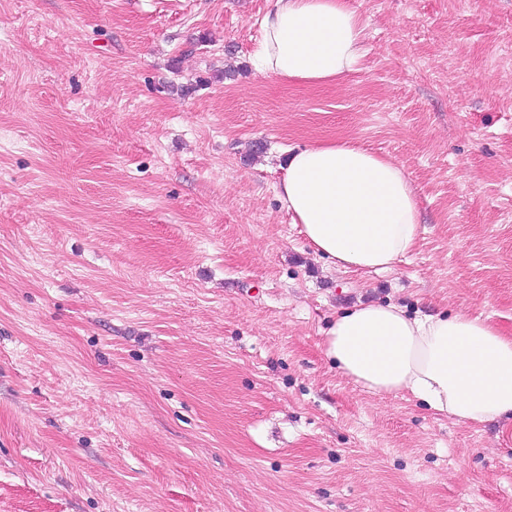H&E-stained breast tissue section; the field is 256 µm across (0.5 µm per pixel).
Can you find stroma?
<instances>
[{"instance_id": "35a3bbf8", "label": "stroma", "mask_w": 512, "mask_h": 512, "mask_svg": "<svg viewBox=\"0 0 512 512\" xmlns=\"http://www.w3.org/2000/svg\"><path fill=\"white\" fill-rule=\"evenodd\" d=\"M274 0H0V512H512V416L369 393L360 302L512 336V0H351L359 72L257 73ZM353 138L409 175L387 272L277 186Z\"/></svg>"}]
</instances>
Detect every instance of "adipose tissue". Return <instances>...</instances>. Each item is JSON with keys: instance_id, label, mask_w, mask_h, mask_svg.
Returning a JSON list of instances; mask_svg holds the SVG:
<instances>
[{"instance_id": "1", "label": "adipose tissue", "mask_w": 512, "mask_h": 512, "mask_svg": "<svg viewBox=\"0 0 512 512\" xmlns=\"http://www.w3.org/2000/svg\"><path fill=\"white\" fill-rule=\"evenodd\" d=\"M261 29L263 75L335 83L365 55V24L349 0H274ZM278 197L314 253L346 270L392 269L418 239L407 174L354 139L291 150ZM325 353L362 389L410 393L464 425L512 413V336L479 317L360 303L336 317Z\"/></svg>"}]
</instances>
